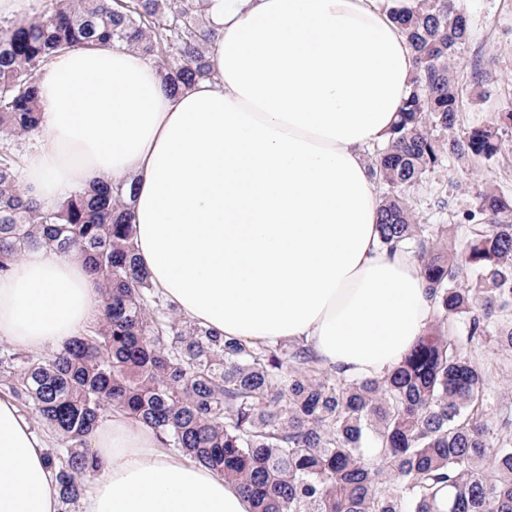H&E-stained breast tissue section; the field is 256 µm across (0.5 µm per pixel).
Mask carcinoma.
<instances>
[{"mask_svg": "<svg viewBox=\"0 0 512 512\" xmlns=\"http://www.w3.org/2000/svg\"><path fill=\"white\" fill-rule=\"evenodd\" d=\"M0 25V136L38 129V71L72 48L124 46L165 87L211 76L203 0H54ZM412 88L375 148L379 242L417 260L433 322L386 375L348 379L300 343L218 336L181 317L135 256L134 187L102 181L51 208L24 197L0 152V273L24 252L80 255L101 317L51 353L0 349V384L58 436L47 461L61 512L99 462L88 438L112 409L154 428L163 447L239 484L255 512H512V419L492 412L493 342L512 351V197L481 191L450 224H420L406 190L446 160L490 161L512 111L461 127L454 54L470 38L464 0H416L399 15Z\"/></svg>", "mask_w": 512, "mask_h": 512, "instance_id": "obj_1", "label": "carcinoma"}]
</instances>
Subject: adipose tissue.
<instances>
[{
    "label": "adipose tissue",
    "mask_w": 512,
    "mask_h": 512,
    "mask_svg": "<svg viewBox=\"0 0 512 512\" xmlns=\"http://www.w3.org/2000/svg\"><path fill=\"white\" fill-rule=\"evenodd\" d=\"M204 3L213 74L179 94L116 46L76 48L41 71L23 191L50 207L99 178L132 181L137 257L180 315L234 338L304 343L351 379L382 376L434 313L418 263L379 244L366 155L410 90L396 18L413 0ZM101 306L80 258L28 250L0 274V340L60 349ZM89 447L102 467L80 512H254L235 482L121 411ZM46 448L0 393V512H57Z\"/></svg>",
    "instance_id": "adipose-tissue-1"
}]
</instances>
